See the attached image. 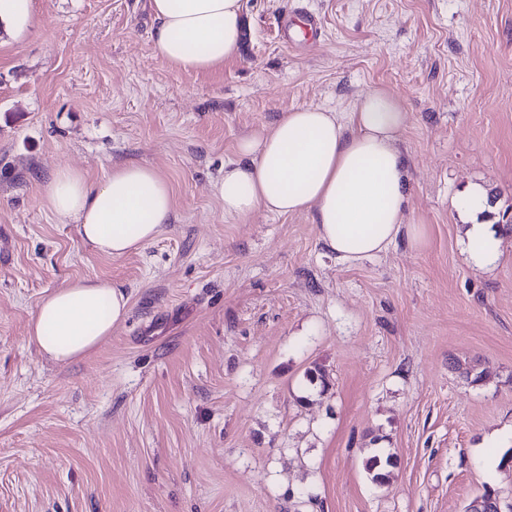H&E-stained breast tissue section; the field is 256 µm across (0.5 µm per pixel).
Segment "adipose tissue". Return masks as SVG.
<instances>
[{
	"label": "adipose tissue",
	"instance_id": "ef3b65f1",
	"mask_svg": "<svg viewBox=\"0 0 512 512\" xmlns=\"http://www.w3.org/2000/svg\"><path fill=\"white\" fill-rule=\"evenodd\" d=\"M151 9L156 50L166 64L206 71L238 56L243 0H151ZM404 123L399 100L382 87L349 112L301 106L283 113L268 131L241 140L238 161L225 164L216 186L225 215L313 213L319 241L343 261L385 253L402 235L422 246L423 225L404 219L408 172L398 146ZM46 204L112 258L152 241L174 209L167 180L137 163L113 167L97 183L60 170L48 184ZM464 253L489 266L503 251L495 232L473 224ZM128 313L127 297L111 282L75 280L42 298L31 336L47 356L67 362L110 335Z\"/></svg>",
	"mask_w": 512,
	"mask_h": 512
}]
</instances>
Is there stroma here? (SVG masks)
Instances as JSON below:
<instances>
[{"mask_svg":"<svg viewBox=\"0 0 512 512\" xmlns=\"http://www.w3.org/2000/svg\"><path fill=\"white\" fill-rule=\"evenodd\" d=\"M320 40L245 0L240 54L164 63L150 0H31L0 25V512H464L512 498V0H305ZM406 114L405 220L343 262L308 213L225 216L240 138L370 89ZM138 162L170 183L152 242L98 253L46 206L53 173ZM484 187L500 261L469 265L457 198ZM110 280L129 315L82 358L29 334L41 298ZM481 371L474 383L466 368ZM319 369L324 380L309 381ZM393 453L386 484L364 468ZM31 0H0V21L18 32L27 30L33 24ZM295 4L296 6L283 11L277 18L279 40L288 48H293L298 38L310 41L321 31L317 15L299 3ZM298 29L302 37L297 34Z\"/></svg>","mask_w":512,"mask_h":512,"instance_id":"stroma-1","label":"stroma"}]
</instances>
